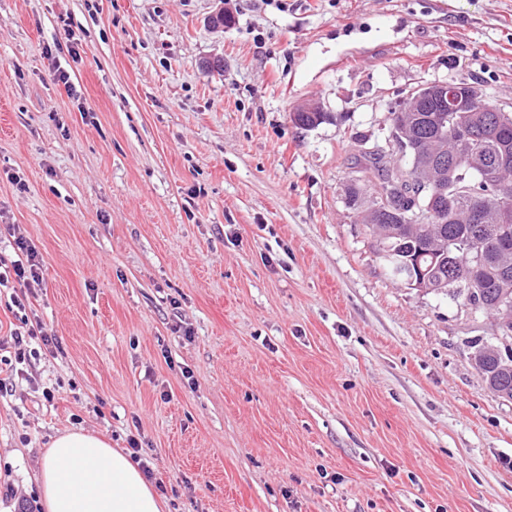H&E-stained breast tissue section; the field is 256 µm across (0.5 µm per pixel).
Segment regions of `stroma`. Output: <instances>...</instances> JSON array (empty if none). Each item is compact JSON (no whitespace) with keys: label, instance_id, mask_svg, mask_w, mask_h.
<instances>
[{"label":"stroma","instance_id":"stroma-1","mask_svg":"<svg viewBox=\"0 0 512 512\" xmlns=\"http://www.w3.org/2000/svg\"><path fill=\"white\" fill-rule=\"evenodd\" d=\"M446 81L512 113V0H0V258L42 265L0 338L60 345L0 355V512H43L66 429L138 442L162 512H512L473 362L507 339L393 280L346 192ZM36 326L37 328H35L34 326H32V328L29 327L28 330L25 332L26 334H22V332L20 331L12 334V336H10L9 339H1L0 351H7L8 349H13L15 360L18 363H23L28 359L29 356H31V353H37L36 351H33L35 350V348L27 350L30 340L40 339L42 345L51 354L55 353V350H59L60 346L57 338L54 336H47V334H45L41 330L42 327L38 323L36 324Z\"/></svg>","mask_w":512,"mask_h":512}]
</instances>
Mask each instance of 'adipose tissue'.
Segmentation results:
<instances>
[{
    "mask_svg": "<svg viewBox=\"0 0 512 512\" xmlns=\"http://www.w3.org/2000/svg\"><path fill=\"white\" fill-rule=\"evenodd\" d=\"M37 480L46 512H160L138 463L81 430L53 440Z\"/></svg>",
    "mask_w": 512,
    "mask_h": 512,
    "instance_id": "ef3b65f1",
    "label": "adipose tissue"
}]
</instances>
